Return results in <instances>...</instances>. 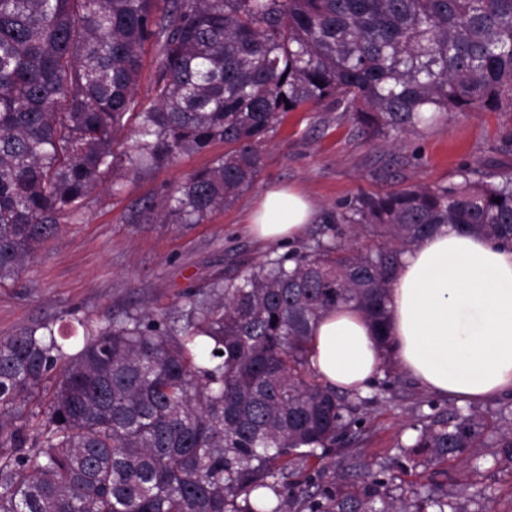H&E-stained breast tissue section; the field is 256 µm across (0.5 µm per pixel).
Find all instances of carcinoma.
<instances>
[{"label":"carcinoma","instance_id":"carcinoma-1","mask_svg":"<svg viewBox=\"0 0 512 512\" xmlns=\"http://www.w3.org/2000/svg\"><path fill=\"white\" fill-rule=\"evenodd\" d=\"M0 0V284L63 216L88 205L115 147L138 174L222 142L224 154L156 205L199 224L255 181L288 112L332 107L386 136L451 112H512V0ZM154 97L138 101L146 44ZM362 193L311 244L83 328L0 338V512H462L438 482L394 496L386 469L319 464L395 398L387 293L401 256L441 225L512 247V174ZM371 244L363 247L358 239ZM356 308L385 353L367 397L322 382L316 322ZM403 458L436 466L470 448L512 458V409L423 399Z\"/></svg>","mask_w":512,"mask_h":512}]
</instances>
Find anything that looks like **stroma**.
Here are the masks:
<instances>
[{
  "mask_svg": "<svg viewBox=\"0 0 512 512\" xmlns=\"http://www.w3.org/2000/svg\"><path fill=\"white\" fill-rule=\"evenodd\" d=\"M509 127L512 112H454L394 139L362 130L342 113L302 108L266 142L254 184L199 224H165L142 205L208 166L223 144L136 175L116 167L82 214L62 218L18 278L0 285V337L38 322L69 330L72 309L93 325L143 305L168 311L186 291L247 270L268 253L248 233V216L275 187L297 189L324 211L361 192L455 182L466 164L497 180L512 173V152L500 142ZM116 181L123 185L118 193ZM394 376L398 398L362 411L357 442L336 448L329 473L354 461L374 468L397 461L412 434L413 407L427 391L403 371ZM444 469L462 512H512V461L500 449H468Z\"/></svg>",
  "mask_w": 512,
  "mask_h": 512,
  "instance_id": "obj_1",
  "label": "stroma"
}]
</instances>
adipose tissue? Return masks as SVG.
<instances>
[{"mask_svg":"<svg viewBox=\"0 0 512 512\" xmlns=\"http://www.w3.org/2000/svg\"><path fill=\"white\" fill-rule=\"evenodd\" d=\"M319 218L299 191H268L252 213L256 243L284 245ZM392 357L428 391L461 403L512 393V248L440 226L402 255L388 304ZM312 369L328 384L366 392L383 366L374 333L351 307L317 323Z\"/></svg>","mask_w":512,"mask_h":512,"instance_id":"obj_1","label":"adipose tissue"}]
</instances>
